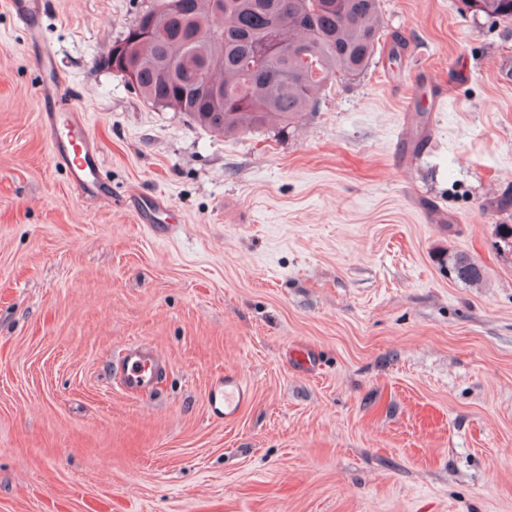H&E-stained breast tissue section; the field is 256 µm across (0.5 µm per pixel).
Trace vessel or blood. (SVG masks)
Wrapping results in <instances>:
<instances>
[{"mask_svg": "<svg viewBox=\"0 0 512 512\" xmlns=\"http://www.w3.org/2000/svg\"><path fill=\"white\" fill-rule=\"evenodd\" d=\"M44 126L54 159L67 170L73 186L82 194L94 193L100 184L99 155L83 117L71 107L55 108L45 113ZM160 369L159 359L140 344L127 346L119 358L121 383L131 392L145 391ZM251 397L243 378L228 371L213 382L208 408L213 417L231 422L250 403Z\"/></svg>", "mask_w": 512, "mask_h": 512, "instance_id": "vessel-or-blood-1", "label": "vessel or blood"}]
</instances>
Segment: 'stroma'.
Listing matches in <instances>:
<instances>
[{"instance_id": "1", "label": "stroma", "mask_w": 512, "mask_h": 512, "mask_svg": "<svg viewBox=\"0 0 512 512\" xmlns=\"http://www.w3.org/2000/svg\"><path fill=\"white\" fill-rule=\"evenodd\" d=\"M148 2L40 0L29 29L0 0V512H512V24L380 0L399 55L219 135L105 66ZM50 88L99 194L53 160ZM135 342L165 364L144 394ZM448 272L455 280L470 285L479 284L483 280V269L464 254H457L449 258ZM161 368L159 359L142 344L127 346L118 363L121 383L130 392L145 391ZM251 391L243 378L233 372L215 379L208 394V408L215 418L233 422L250 403Z\"/></svg>"}]
</instances>
